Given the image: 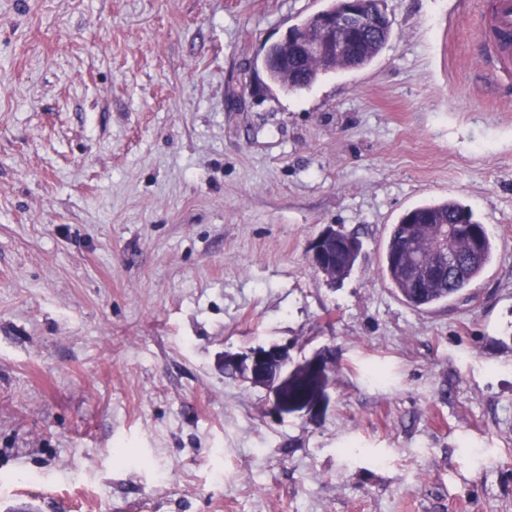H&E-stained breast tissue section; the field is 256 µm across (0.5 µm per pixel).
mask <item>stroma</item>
I'll list each match as a JSON object with an SVG mask.
<instances>
[{
	"label": "stroma",
	"mask_w": 512,
	"mask_h": 512,
	"mask_svg": "<svg viewBox=\"0 0 512 512\" xmlns=\"http://www.w3.org/2000/svg\"><path fill=\"white\" fill-rule=\"evenodd\" d=\"M329 0H0V512H512V77L492 0H387L393 36L306 90L266 46ZM494 237L419 312L392 224ZM329 224L364 251L328 284ZM335 356L319 421L224 356ZM126 462H118L116 452ZM482 25V37L491 57L499 66L512 71V0H493ZM466 214L470 219L476 220L471 209L461 203L448 199L440 202L424 203L405 212L397 224H392L389 238L382 258V274L385 280L394 288L396 294L409 307L417 311H426L437 304L448 302L449 299L460 294L476 279L490 262L493 256V243L490 235H484L478 253H470L469 244L465 237L467 233H459L461 238L453 239L451 247L455 255L448 248V237L454 233L453 226L458 218ZM412 215L414 223L440 224L435 246L436 258L439 265L447 264L448 270L459 261L458 268L450 275L433 276L430 268L425 272L418 270L422 277L433 276L429 282L414 280L405 275L401 265L406 260H415L424 266L433 262V244L436 236V227H425L421 234L407 237V225ZM339 246L349 252L352 256H358L361 252L360 241L348 234L339 232L335 225H327L308 246L309 260L315 269L320 272L327 282L336 283L350 274L354 268V260L349 261L347 257H338L336 259V270L330 269L328 274L336 281H331L327 276L325 269L331 266L332 256L330 247Z\"/></svg>",
	"instance_id": "obj_1"
}]
</instances>
